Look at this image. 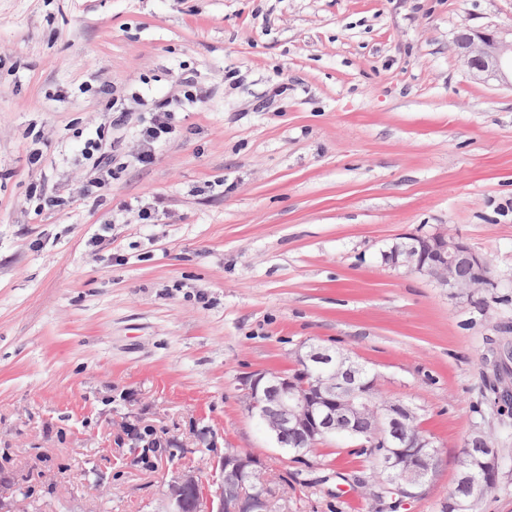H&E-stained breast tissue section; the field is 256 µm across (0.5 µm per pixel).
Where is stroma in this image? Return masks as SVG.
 Listing matches in <instances>:
<instances>
[{"label": "stroma", "mask_w": 512, "mask_h": 512, "mask_svg": "<svg viewBox=\"0 0 512 512\" xmlns=\"http://www.w3.org/2000/svg\"><path fill=\"white\" fill-rule=\"evenodd\" d=\"M510 25L512 0H0V496L155 512L234 448L272 512H441L479 432L499 450L480 512H512V412L483 364L512 343V87L455 46ZM186 78L203 103L139 164L144 117ZM116 97L112 176L87 195ZM438 232L494 287L384 261ZM304 344L416 408L439 452L420 496L375 498L351 442L288 454L247 415L240 377L292 373Z\"/></svg>", "instance_id": "obj_1"}]
</instances>
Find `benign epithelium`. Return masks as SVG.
Returning a JSON list of instances; mask_svg holds the SVG:
<instances>
[{
    "label": "benign epithelium",
    "mask_w": 512,
    "mask_h": 512,
    "mask_svg": "<svg viewBox=\"0 0 512 512\" xmlns=\"http://www.w3.org/2000/svg\"><path fill=\"white\" fill-rule=\"evenodd\" d=\"M457 48L473 76L504 82L512 71V27L481 31L464 29L457 37ZM393 267L428 276L448 288H487L493 285L488 261L459 238L443 233L408 235L385 253ZM471 273V280L458 276L460 268ZM295 365L303 376L269 371H252L240 379L247 414L265 424L277 443H282L286 427L304 432L313 446L335 434L336 417L353 419L369 415L373 436L359 444L373 448L382 442L393 452L384 455L382 465L391 484L403 497H416L425 478L438 466V451L426 434H416L419 415L415 408L398 399L373 407L370 394L378 389L377 377L366 373L351 360L343 365L329 350L303 344L295 352ZM483 477L473 479L466 462L459 466L458 481L469 485L471 494L482 498L498 475V450L486 444L481 461ZM261 475L258 458L238 450H228L219 465L217 489L212 491L193 473L174 477L162 491L156 512H251L253 487L245 488L235 500L224 499V479Z\"/></svg>",
    "instance_id": "7a95c632"
}]
</instances>
